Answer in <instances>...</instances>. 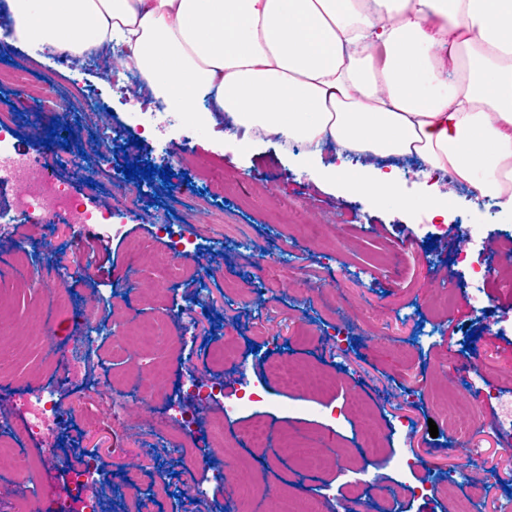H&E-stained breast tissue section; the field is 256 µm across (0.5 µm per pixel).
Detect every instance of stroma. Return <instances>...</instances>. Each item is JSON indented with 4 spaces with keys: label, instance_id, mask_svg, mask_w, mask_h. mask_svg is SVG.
Returning a JSON list of instances; mask_svg holds the SVG:
<instances>
[{
    "label": "stroma",
    "instance_id": "35a3bbf8",
    "mask_svg": "<svg viewBox=\"0 0 512 512\" xmlns=\"http://www.w3.org/2000/svg\"><path fill=\"white\" fill-rule=\"evenodd\" d=\"M6 65L22 67L35 85L64 97L75 119L73 147L90 142L94 126L85 119L87 95L107 102V121L120 130V149L112 155L91 152L88 170L98 177L58 168L88 205L112 207L113 226L76 224L13 229L0 236V271L11 276L20 302L0 304V346L14 350L0 374V415L11 422L0 428L10 446L0 457V512H11L13 501L25 495L14 470L16 456L38 461L41 443L24 437L22 403L31 387L51 394L57 414L67 425L54 447L67 460L85 455L89 440L100 445L98 460L110 477L103 499L110 512H142L141 498L126 491L130 467L126 430L103 427L88 433L86 412L107 413L121 404L126 429L144 426L150 406L132 383L159 370L160 392L175 391L186 365L200 376H219L222 366L211 355L210 339L229 336L228 355L246 358L244 377L262 392V401L235 412L226 411L242 392L235 379L224 381L223 399L200 408L202 428L223 433L221 447L207 448L212 468H234L221 480H205V497H197L175 472L181 461L171 455L178 439L148 430L152 450L143 456L138 480L153 512H225L239 505L242 512H277V496H313L319 512H495L512 504V435L498 420V400L489 388L512 400V290L502 283L512 268L497 266L488 281L495 297L487 310L472 299L474 286L464 276L459 254L474 253L481 242L503 247L512 240V222L501 219L494 205H479L468 184L448 179L452 192L447 223L422 229L423 214L382 206L346 192L342 185L315 179L299 163L295 151H284L276 140L260 138L248 151L225 138L224 121L196 129L183 138L168 128L160 148L136 147L140 115L121 104L116 90L95 68L69 70L52 52L29 45L6 50ZM10 116L20 142L19 153L43 155L52 113L17 103ZM148 161L172 171L170 184L144 179L147 202L127 210L121 192L111 189L109 165ZM224 173V194L195 191L200 168ZM187 186L193 203L170 196V187ZM223 205L224 220L212 231L199 233V249L185 257L186 267H200L206 282L186 275L157 288L155 257L166 248L157 232L155 210L179 223L199 226L203 214ZM84 241L92 265L74 267L72 245ZM288 252V265L273 258ZM50 255L49 270L63 283L62 292L48 298L37 286L39 267L28 257ZM123 290L125 303L113 310V295ZM451 312H444V293ZM205 298L212 316L206 342H194L185 353L174 338L186 333L188 322L175 318L164 338L112 348L111 332L126 333L165 315L167 309H192ZM100 319L106 335L97 337L94 357L83 379L67 377V354L81 328L74 318ZM57 333L46 341L44 324ZM347 336L338 349L335 335ZM280 347L264 354L271 338ZM286 356L302 372L322 373L333 380L330 391L302 394L283 386L268 371L273 359ZM477 361L480 374L469 373ZM256 418L270 430L267 447L255 448L242 431ZM437 435H430V425ZM310 435L309 451L323 459L310 470L301 463L306 450L282 445L281 436L298 430ZM383 450L382 460L369 454L370 444ZM480 448L477 467H467L472 448ZM419 460L416 469L407 468ZM172 471L168 484L155 482V465ZM498 465V478L483 477L484 467ZM434 483L427 495L421 484Z\"/></svg>",
    "mask_w": 512,
    "mask_h": 512
}]
</instances>
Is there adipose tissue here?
Listing matches in <instances>:
<instances>
[{"label":"adipose tissue","instance_id":"adipose-tissue-1","mask_svg":"<svg viewBox=\"0 0 512 512\" xmlns=\"http://www.w3.org/2000/svg\"><path fill=\"white\" fill-rule=\"evenodd\" d=\"M13 39L74 54L113 44L199 125L303 147L307 169L382 205L447 217L448 173L512 216V0H8ZM384 161L319 170L323 145ZM419 158L405 196L389 157Z\"/></svg>","mask_w":512,"mask_h":512}]
</instances>
